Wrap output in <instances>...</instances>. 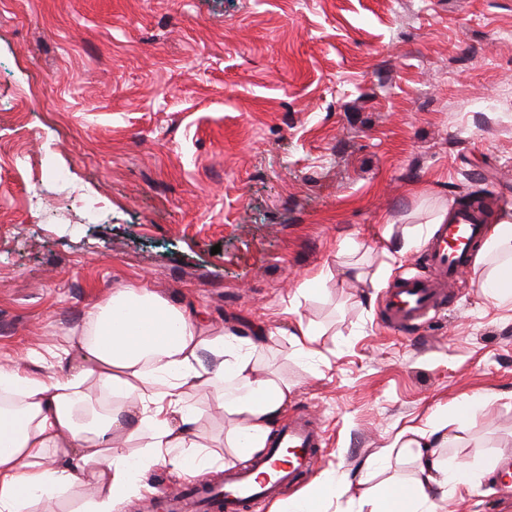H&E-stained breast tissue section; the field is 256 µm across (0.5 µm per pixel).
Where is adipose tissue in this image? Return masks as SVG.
Instances as JSON below:
<instances>
[{"label": "adipose tissue", "mask_w": 512, "mask_h": 512, "mask_svg": "<svg viewBox=\"0 0 512 512\" xmlns=\"http://www.w3.org/2000/svg\"><path fill=\"white\" fill-rule=\"evenodd\" d=\"M481 281L493 300L512 303V221L497 224ZM260 345L199 327L183 308L149 288H121L89 310L80 327L46 357L80 364L69 376L38 375L0 362V512H54L62 496L90 480L94 496L81 512H114L139 496L151 470L169 467L194 476L223 468L220 455L196 429L190 396L212 397L230 424L225 434L237 458L259 453L295 389L284 377L261 375ZM236 393L226 396L225 378ZM117 407L97 408L94 394ZM433 429L408 426L393 446L414 451L415 480L405 497L392 488L364 491L369 512H447L448 499L472 483L467 467L432 449ZM143 439L140 454L114 453L116 440Z\"/></svg>", "instance_id": "ef3b65f1"}]
</instances>
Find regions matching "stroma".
I'll return each instance as SVG.
<instances>
[{"instance_id":"obj_1","label":"stroma","mask_w":512,"mask_h":512,"mask_svg":"<svg viewBox=\"0 0 512 512\" xmlns=\"http://www.w3.org/2000/svg\"><path fill=\"white\" fill-rule=\"evenodd\" d=\"M482 195L487 224L512 214V0H0V360L35 365L128 286L272 333L259 365L322 436L281 505L335 472L328 512H358L415 476L404 452L374 466L397 430L479 396L445 448L479 484L449 512H512V304L487 264L427 331L382 314L435 219Z\"/></svg>"}]
</instances>
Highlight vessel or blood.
Segmentation results:
<instances>
[{
    "mask_svg": "<svg viewBox=\"0 0 512 512\" xmlns=\"http://www.w3.org/2000/svg\"><path fill=\"white\" fill-rule=\"evenodd\" d=\"M487 230V224L464 210L455 211L452 223L439 225L427 255L428 274L408 275L388 291L383 306L386 321L406 332L421 331L434 322L445 308L444 287L470 266ZM319 439L311 423L296 418L249 467L226 471L223 492L158 485L155 499L160 512H242L244 506L270 502L298 473L314 469Z\"/></svg>",
    "mask_w": 512,
    "mask_h": 512,
    "instance_id": "obj_1",
    "label": "vessel or blood"
}]
</instances>
